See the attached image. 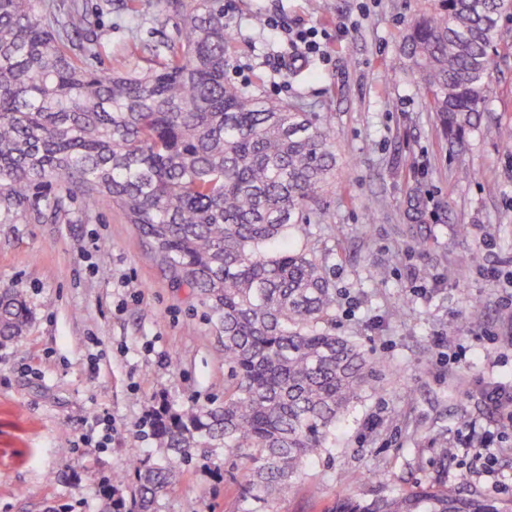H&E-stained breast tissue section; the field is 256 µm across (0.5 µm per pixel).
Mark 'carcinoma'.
Listing matches in <instances>:
<instances>
[{
	"label": "carcinoma",
	"mask_w": 512,
	"mask_h": 512,
	"mask_svg": "<svg viewBox=\"0 0 512 512\" xmlns=\"http://www.w3.org/2000/svg\"><path fill=\"white\" fill-rule=\"evenodd\" d=\"M177 20L160 68H89L71 52L85 16L51 0H0V210L58 180L109 198L173 280L194 291L224 338V401L164 408L153 434L182 464L196 448L244 451L260 501L291 488L371 386L361 347L333 331L336 291L311 253L288 240L321 217L336 181L326 120L226 79L224 0H156ZM512 0H437L401 36L391 70L414 74L449 145L488 99L501 21ZM26 303L0 287V341L24 335ZM138 494L117 512H153L176 466L135 462ZM334 512H512V502L429 488L346 498Z\"/></svg>",
	"instance_id": "carcinoma-1"
}]
</instances>
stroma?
Listing matches in <instances>:
<instances>
[{
  "label": "stroma",
  "instance_id": "1",
  "mask_svg": "<svg viewBox=\"0 0 512 512\" xmlns=\"http://www.w3.org/2000/svg\"><path fill=\"white\" fill-rule=\"evenodd\" d=\"M79 2L111 56L130 65L160 64L176 36L174 23L134 22L128 0ZM224 2L229 80L335 131L336 182L320 221L298 225L291 242L319 259L336 290V332L363 347L377 378L288 494L250 499L240 457L199 448L155 512H331L342 498L428 486L511 501L512 425L477 383L512 387V351L500 342L512 336L502 302L512 291V155L500 147L512 129V18L501 23L486 109L453 149L414 76L387 67L406 23L433 0ZM270 15L317 30L325 56L271 35L260 23ZM413 188L426 204L421 224L408 217ZM59 191L34 187L22 216L0 214V287L22 290L29 317L24 336L0 344V512L131 502L132 460L166 456L155 408L221 401L227 382L224 346L194 293L172 283L108 200L77 192L57 212ZM483 251L494 274L471 262ZM378 265L385 279L373 278ZM488 431L502 436L493 478L471 453Z\"/></svg>",
  "mask_w": 512,
  "mask_h": 512
}]
</instances>
